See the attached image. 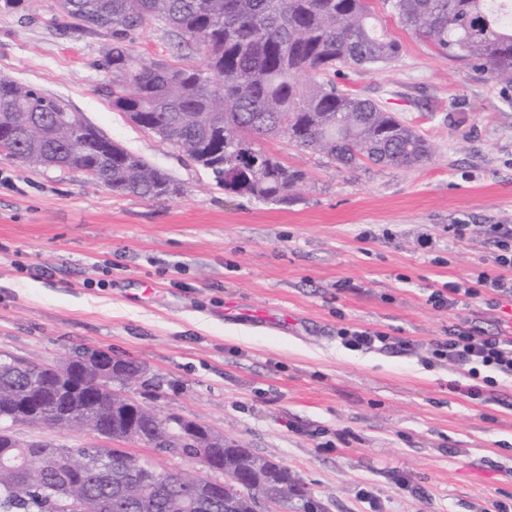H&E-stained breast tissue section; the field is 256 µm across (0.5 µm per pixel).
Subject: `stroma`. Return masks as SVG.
I'll return each mask as SVG.
<instances>
[{"label": "stroma", "mask_w": 512, "mask_h": 512, "mask_svg": "<svg viewBox=\"0 0 512 512\" xmlns=\"http://www.w3.org/2000/svg\"><path fill=\"white\" fill-rule=\"evenodd\" d=\"M375 11L402 45L341 83L430 142L426 164L345 168L286 139L264 150L301 169L288 203L226 193L97 88L105 30L66 28L57 0L0 8V75L61 98L104 136L165 169L181 192L147 200L80 172L0 153V356L56 365L93 351L138 361L132 397L234 439L299 477L318 512H497L512 507V381L498 402L450 390L462 374L420 354L356 351L359 327L426 344L448 325L494 332L512 303L453 311L432 288L493 271L482 228L512 225V84L441 54ZM150 23L136 54L198 64ZM470 224L465 240L448 233ZM22 441L104 448L80 429L18 424Z\"/></svg>", "instance_id": "obj_1"}]
</instances>
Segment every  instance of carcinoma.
Masks as SVG:
<instances>
[{
    "label": "carcinoma",
    "mask_w": 512,
    "mask_h": 512,
    "mask_svg": "<svg viewBox=\"0 0 512 512\" xmlns=\"http://www.w3.org/2000/svg\"><path fill=\"white\" fill-rule=\"evenodd\" d=\"M398 23L448 56L464 60L494 83H512V18L498 0H389ZM73 31L103 28L112 39L102 68L112 80L99 93L112 109L158 135L207 170L224 190L259 201L286 203L303 173L257 146L284 137L300 149L324 154L351 168L363 162L407 169L425 163L429 143L396 113L336 83L344 68L390 63L399 40L385 34L371 0H58ZM161 24L203 52L202 65L144 58L131 49L147 23ZM27 112L14 129L6 155L23 163L56 166L92 175L100 184L141 198L174 197L171 175L109 144L92 125L81 141L57 121L68 111L41 90L0 76V113ZM36 372L17 362L0 363V512H57L56 480L75 457L87 469L83 512H253L252 498L282 485L289 512L314 508L295 475L259 458L261 479L242 493L224 488V500L203 501L212 481L190 472L170 475L171 485L141 505L143 489L122 482L125 448H61L18 442L6 405L25 400ZM84 406L83 392L48 387L42 418ZM128 407L89 411L66 428L100 427L123 439ZM145 439L162 440V421L143 420ZM243 451L209 448L207 456L232 466Z\"/></svg>",
    "instance_id": "1"
}]
</instances>
